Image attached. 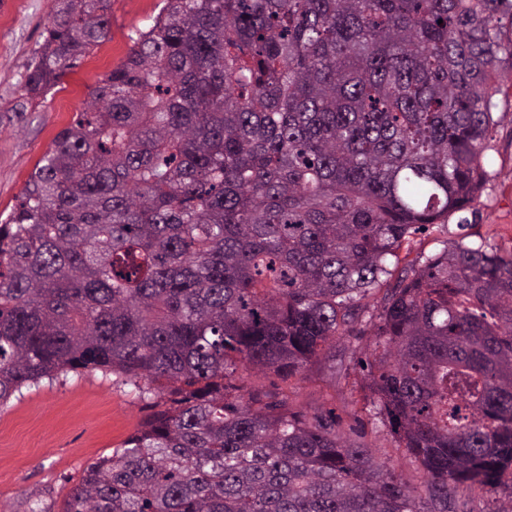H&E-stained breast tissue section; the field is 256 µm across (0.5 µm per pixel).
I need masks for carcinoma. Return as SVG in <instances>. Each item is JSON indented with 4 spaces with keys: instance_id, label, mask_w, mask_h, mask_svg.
Wrapping results in <instances>:
<instances>
[{
    "instance_id": "cac0c4a2",
    "label": "carcinoma",
    "mask_w": 512,
    "mask_h": 512,
    "mask_svg": "<svg viewBox=\"0 0 512 512\" xmlns=\"http://www.w3.org/2000/svg\"><path fill=\"white\" fill-rule=\"evenodd\" d=\"M0 222V406L118 374L156 411L62 512H512V251L460 240L389 265L484 177L512 0H163ZM51 0L32 98L109 31ZM365 434L245 388L336 361L379 290Z\"/></svg>"
}]
</instances>
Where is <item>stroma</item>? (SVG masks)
Instances as JSON below:
<instances>
[{
	"mask_svg": "<svg viewBox=\"0 0 512 512\" xmlns=\"http://www.w3.org/2000/svg\"><path fill=\"white\" fill-rule=\"evenodd\" d=\"M162 0H111L107 39L68 69L46 96L28 100L23 76L50 10V0H0V216L16 205L24 184L51 141L81 112L92 87L147 29ZM498 126L483 164L485 180L464 214L449 216L445 232L421 237L413 252H434L462 236L512 251V71L501 73ZM292 405L304 415L333 411L340 431L361 424L376 461L389 462L411 483L422 473L390 429L354 411L356 397L325 361L293 378ZM150 410L133 386L99 370L71 372L23 387L0 407V512H61L85 469L137 432Z\"/></svg>",
	"mask_w": 512,
	"mask_h": 512,
	"instance_id": "stroma-1",
	"label": "stroma"
}]
</instances>
